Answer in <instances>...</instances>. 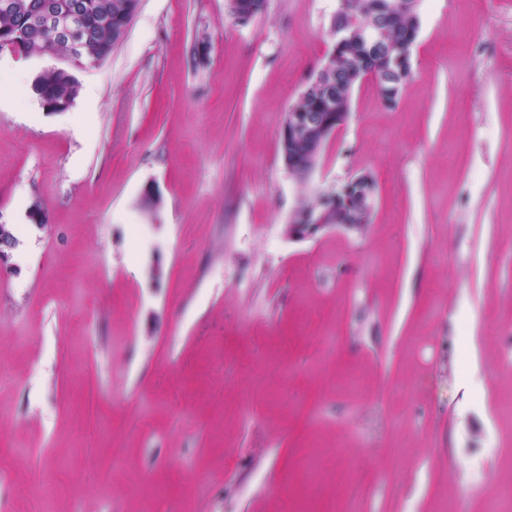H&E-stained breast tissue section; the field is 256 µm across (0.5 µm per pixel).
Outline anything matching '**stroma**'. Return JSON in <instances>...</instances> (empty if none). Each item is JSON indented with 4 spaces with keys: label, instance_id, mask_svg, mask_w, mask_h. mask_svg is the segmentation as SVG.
<instances>
[{
    "label": "stroma",
    "instance_id": "stroma-1",
    "mask_svg": "<svg viewBox=\"0 0 512 512\" xmlns=\"http://www.w3.org/2000/svg\"><path fill=\"white\" fill-rule=\"evenodd\" d=\"M336 4L140 0L68 110L0 96L6 512H512V0H421L302 184ZM364 173L362 230L289 235ZM227 10L237 23L246 24L260 15L265 0H227Z\"/></svg>",
    "mask_w": 512,
    "mask_h": 512
}]
</instances>
